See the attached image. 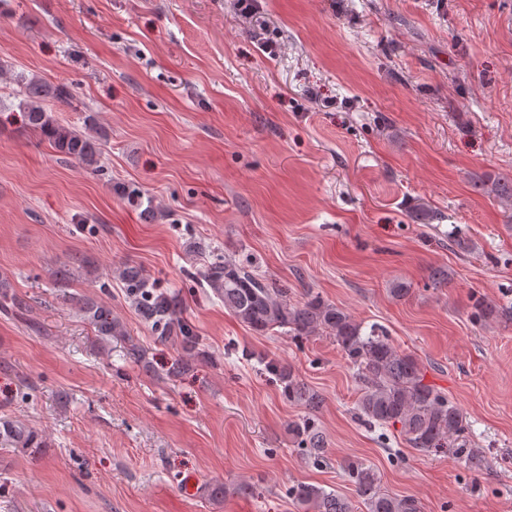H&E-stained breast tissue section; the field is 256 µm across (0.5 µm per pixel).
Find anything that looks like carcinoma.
I'll use <instances>...</instances> for the list:
<instances>
[{"instance_id":"cac0c4a2","label":"carcinoma","mask_w":512,"mask_h":512,"mask_svg":"<svg viewBox=\"0 0 512 512\" xmlns=\"http://www.w3.org/2000/svg\"><path fill=\"white\" fill-rule=\"evenodd\" d=\"M21 96L23 122L33 133L48 142L58 153L84 169L96 171L101 157V141L96 115L86 113L88 133L57 122L50 104L69 106L72 95L46 79L20 74L16 77ZM486 192L512 203V180L497 179ZM123 285L124 297L144 321L153 339L175 346L177 357L168 368L157 369L146 349L129 334L124 323L102 303L81 294L68 296L97 332L121 348V359L138 366L156 379L171 380L182 375L189 362L212 360L197 326L184 317L186 300L178 290L160 287L135 266L115 270ZM202 280L213 296L249 330L260 336L279 331L301 338L329 336L336 341L346 360L356 368L359 397L357 415L369 425L394 429L409 447L423 454H451L482 465V456L472 447L470 425L448 394L425 382L419 360L400 352L375 327L363 330L362 323L345 308L330 303L308 289L304 298L291 302L288 289L257 277L248 265L227 258H215L202 272ZM28 304L0 283V311L22 315ZM497 313L495 307L479 297L473 303V318L483 322ZM263 371L281 388L283 398L307 412L319 408L320 395L305 384L290 366L271 357L262 360ZM289 431L297 444L319 462L325 454V440L310 416L293 422ZM47 438L10 418H0V449L47 448ZM356 492L368 512H421V503L410 496H391L380 489L377 471L368 465L351 462L346 466ZM306 512H352L349 501L321 486L301 484L291 489Z\"/></svg>"}]
</instances>
